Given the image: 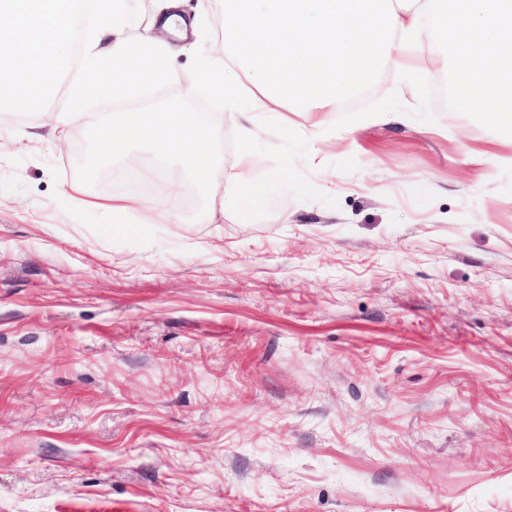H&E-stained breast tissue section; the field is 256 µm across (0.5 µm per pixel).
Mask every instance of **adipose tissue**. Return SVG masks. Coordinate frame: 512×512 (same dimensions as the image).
Listing matches in <instances>:
<instances>
[{
  "label": "adipose tissue",
  "mask_w": 512,
  "mask_h": 512,
  "mask_svg": "<svg viewBox=\"0 0 512 512\" xmlns=\"http://www.w3.org/2000/svg\"><path fill=\"white\" fill-rule=\"evenodd\" d=\"M423 20L456 49V99L491 104V119L512 136V0H224L221 33L203 47L206 64L193 81L235 114L242 134L235 172L225 175L209 126L189 112H116L95 137L116 158L135 144L149 149L155 162L142 176L150 184L176 168L202 189L223 182L221 208L245 207L257 195L249 178L253 113L286 99L303 112L329 111L369 91L382 65L422 79L426 71L413 60ZM148 28L130 37L124 0H0V107L33 108L72 60L79 75L67 87L68 110L51 118L55 133L80 118L90 89L140 96L146 79L170 78L171 43L195 23L180 0H158Z\"/></svg>",
  "instance_id": "ef3b65f1"
}]
</instances>
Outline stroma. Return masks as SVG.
Listing matches in <instances>:
<instances>
[{"label":"stroma","mask_w":512,"mask_h":512,"mask_svg":"<svg viewBox=\"0 0 512 512\" xmlns=\"http://www.w3.org/2000/svg\"><path fill=\"white\" fill-rule=\"evenodd\" d=\"M452 58L265 117L219 224L184 181L176 224L66 197L65 91L0 116V512H512V140ZM200 63L163 90L230 174Z\"/></svg>","instance_id":"35a3bbf8"}]
</instances>
